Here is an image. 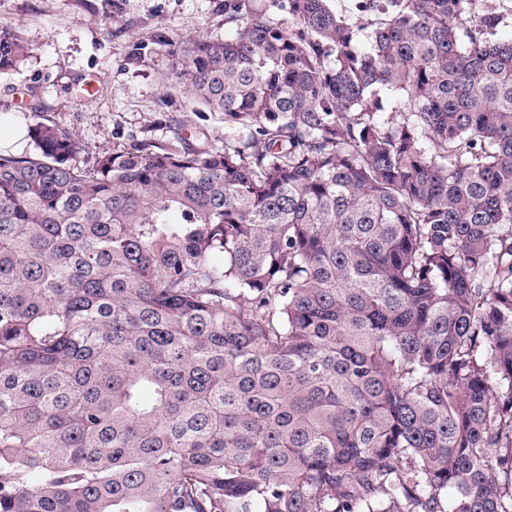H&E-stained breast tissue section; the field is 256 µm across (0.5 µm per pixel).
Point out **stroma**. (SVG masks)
<instances>
[{"label": "stroma", "instance_id": "1", "mask_svg": "<svg viewBox=\"0 0 512 512\" xmlns=\"http://www.w3.org/2000/svg\"><path fill=\"white\" fill-rule=\"evenodd\" d=\"M0 26L34 48L25 66L0 73V112L41 104L80 143L77 166L146 140L204 148L248 136L221 114L196 111L183 92L164 90L167 56L145 66L128 59L134 43L158 31L173 39L229 36L224 0H0Z\"/></svg>", "mask_w": 512, "mask_h": 512}]
</instances>
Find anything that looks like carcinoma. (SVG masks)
<instances>
[{"label":"carcinoma","mask_w":512,"mask_h":512,"mask_svg":"<svg viewBox=\"0 0 512 512\" xmlns=\"http://www.w3.org/2000/svg\"><path fill=\"white\" fill-rule=\"evenodd\" d=\"M477 3L224 0L231 36L134 46L222 148L80 168L23 113L0 512H512V0ZM32 53L0 29V72Z\"/></svg>","instance_id":"obj_1"}]
</instances>
